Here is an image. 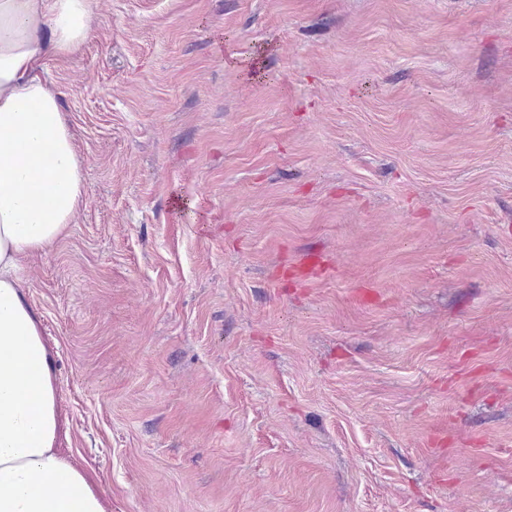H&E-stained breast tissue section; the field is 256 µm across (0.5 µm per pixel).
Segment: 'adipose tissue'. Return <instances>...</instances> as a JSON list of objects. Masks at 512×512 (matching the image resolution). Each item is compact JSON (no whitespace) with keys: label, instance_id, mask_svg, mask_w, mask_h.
<instances>
[{"label":"adipose tissue","instance_id":"1","mask_svg":"<svg viewBox=\"0 0 512 512\" xmlns=\"http://www.w3.org/2000/svg\"><path fill=\"white\" fill-rule=\"evenodd\" d=\"M96 0H0V512H111L73 464L55 362L21 287L23 264L63 239L84 204L82 160L44 76L78 52Z\"/></svg>","mask_w":512,"mask_h":512}]
</instances>
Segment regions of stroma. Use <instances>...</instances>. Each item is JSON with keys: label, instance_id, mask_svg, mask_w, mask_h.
<instances>
[{"label": "stroma", "instance_id": "35a3bbf8", "mask_svg": "<svg viewBox=\"0 0 512 512\" xmlns=\"http://www.w3.org/2000/svg\"><path fill=\"white\" fill-rule=\"evenodd\" d=\"M46 75L23 287L112 512H512V0H98ZM323 270L321 260H312V256L309 253L299 255L290 265V272L293 276L304 282H309L311 279L321 275Z\"/></svg>", "mask_w": 512, "mask_h": 512}]
</instances>
